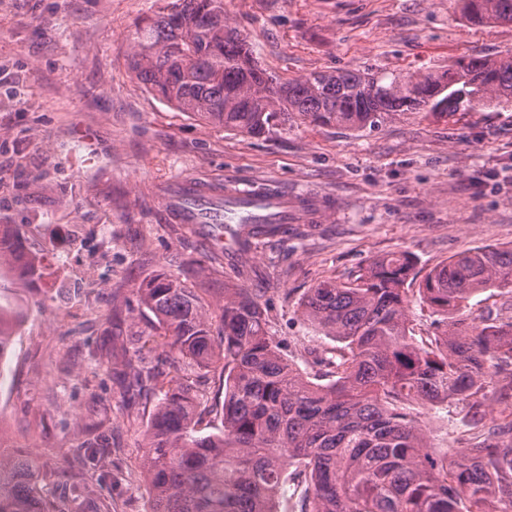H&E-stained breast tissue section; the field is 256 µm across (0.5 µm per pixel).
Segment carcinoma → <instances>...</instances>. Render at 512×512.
Wrapping results in <instances>:
<instances>
[{
	"label": "carcinoma",
	"mask_w": 512,
	"mask_h": 512,
	"mask_svg": "<svg viewBox=\"0 0 512 512\" xmlns=\"http://www.w3.org/2000/svg\"><path fill=\"white\" fill-rule=\"evenodd\" d=\"M472 25L512 22V0H456ZM133 77L192 118L270 137L295 117L363 131L392 112L450 116L512 102V56L462 58L445 72L316 71L282 79L263 69L251 43L224 20V0H166L131 35ZM20 225L0 229V268L23 261L36 288L42 268L22 259ZM436 316L417 340L410 289ZM487 288L506 297L496 312H464ZM139 314L162 338L172 377L148 427L143 469L150 512H277L288 481L301 512H499L512 503V420L480 435L496 404L512 401V247L468 249L418 277L406 251L376 257L344 281L325 279L300 302L302 317L340 346L308 350L300 374L269 334V307L242 283L216 302L188 278L156 271L136 288ZM14 302L0 298V359L12 343ZM220 366L221 427L201 435L187 377ZM125 388L146 392L156 367L124 355ZM461 405L460 455L427 451L422 409ZM35 462L0 450V512H47ZM66 512H112L68 479Z\"/></svg>",
	"instance_id": "carcinoma-1"
}]
</instances>
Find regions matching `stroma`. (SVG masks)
Returning <instances> with one entry per match:
<instances>
[{
	"label": "stroma",
	"instance_id": "obj_1",
	"mask_svg": "<svg viewBox=\"0 0 512 512\" xmlns=\"http://www.w3.org/2000/svg\"><path fill=\"white\" fill-rule=\"evenodd\" d=\"M156 0H0V224L22 227L29 254L88 256L60 287L1 279L22 307L0 359V434L37 463L36 492L64 500L56 471L76 449L112 454L86 474L112 512H148L140 466L154 397L130 400L113 371L123 359L106 322L119 314L141 357L161 339L136 311L135 288L155 269H205L202 287L260 288L285 358L310 371L313 336L299 303L319 280L369 259L409 252L425 272L467 248L512 243V105L453 118L396 112L353 131L296 121L250 137L194 120L150 93L127 56L134 21ZM260 64L281 78L359 69L411 74L461 58L512 55V23L469 25L453 0H224ZM235 180L310 193L334 209L306 225L217 251L208 224L172 222L164 194L179 181ZM458 409L422 415L431 451L455 447Z\"/></svg>",
	"mask_w": 512,
	"mask_h": 512
}]
</instances>
